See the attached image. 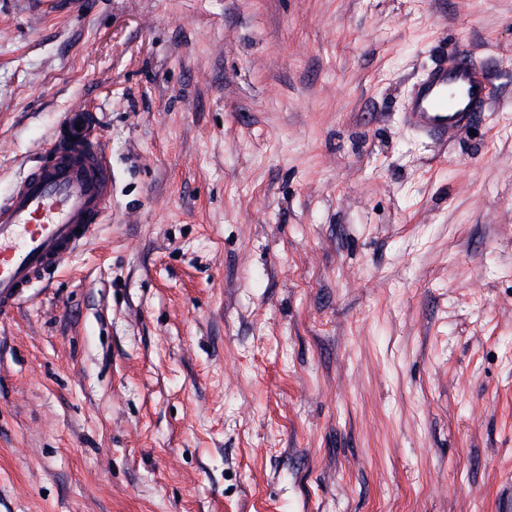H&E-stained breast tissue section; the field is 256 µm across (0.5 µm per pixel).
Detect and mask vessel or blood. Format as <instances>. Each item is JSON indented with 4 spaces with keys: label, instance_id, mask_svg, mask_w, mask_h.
Instances as JSON below:
<instances>
[{
    "label": "vessel or blood",
    "instance_id": "vessel-or-blood-1",
    "mask_svg": "<svg viewBox=\"0 0 512 512\" xmlns=\"http://www.w3.org/2000/svg\"><path fill=\"white\" fill-rule=\"evenodd\" d=\"M488 101L486 73L460 47L416 84L405 121L421 135L447 138L472 126ZM111 201L112 166L96 117L73 107L54 135L51 160L0 198V314L42 274L66 264L103 223Z\"/></svg>",
    "mask_w": 512,
    "mask_h": 512
}]
</instances>
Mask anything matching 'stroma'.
I'll use <instances>...</instances> for the list:
<instances>
[{
  "label": "stroma",
  "instance_id": "obj_1",
  "mask_svg": "<svg viewBox=\"0 0 512 512\" xmlns=\"http://www.w3.org/2000/svg\"><path fill=\"white\" fill-rule=\"evenodd\" d=\"M75 104L112 207L0 317V512H498L512 0H0V197ZM488 101L486 73L466 48L459 47L416 84L405 122L426 137L447 138L472 126Z\"/></svg>",
  "mask_w": 512,
  "mask_h": 512
}]
</instances>
